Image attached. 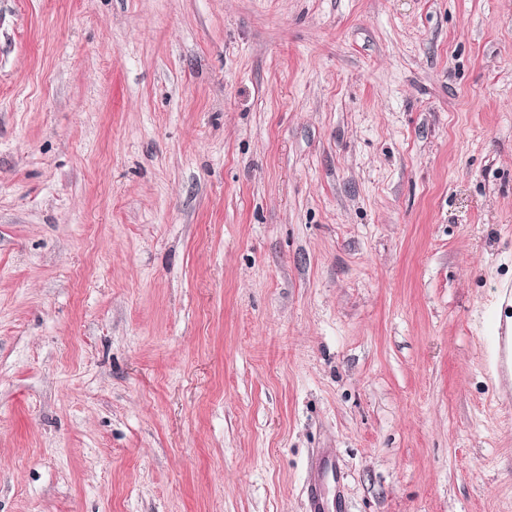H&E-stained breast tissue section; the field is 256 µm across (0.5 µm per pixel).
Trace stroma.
I'll use <instances>...</instances> for the list:
<instances>
[{"label":"stroma","instance_id":"stroma-1","mask_svg":"<svg viewBox=\"0 0 512 512\" xmlns=\"http://www.w3.org/2000/svg\"><path fill=\"white\" fill-rule=\"evenodd\" d=\"M512 0H0V512H512ZM484 344L489 351L490 363L506 381H512V322L489 314L483 322ZM335 469L336 457L328 448H323L311 463L310 472L315 478L309 482L307 487L310 512H331L327 511L331 509H335L336 512H342V510H344L345 503H342L339 496L340 485L336 491V496L333 498L331 508L330 501L322 483L323 475L327 471H333Z\"/></svg>","mask_w":512,"mask_h":512}]
</instances>
